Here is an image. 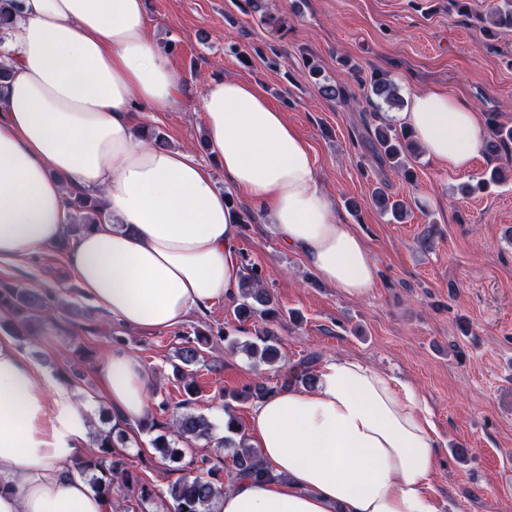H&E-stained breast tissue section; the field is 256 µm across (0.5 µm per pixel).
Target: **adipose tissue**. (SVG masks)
<instances>
[{"instance_id": "1", "label": "adipose tissue", "mask_w": 512, "mask_h": 512, "mask_svg": "<svg viewBox=\"0 0 512 512\" xmlns=\"http://www.w3.org/2000/svg\"><path fill=\"white\" fill-rule=\"evenodd\" d=\"M0 63V265L64 238L68 196L101 197L106 218L68 252L84 298L137 332L177 328L238 295L240 215L208 167L138 138L141 112H163L183 77L148 33L146 0H22ZM227 189L247 197L320 280L363 298L378 268L323 190L309 145L256 85L211 80L201 101ZM397 122L440 167L466 172L483 147L480 112L439 90L415 92ZM313 386L254 406L248 433L272 467L237 481L219 512H439L438 431L413 387L359 360L332 358ZM103 394L139 422L150 376L115 352ZM91 407L0 336V512H108L76 467Z\"/></svg>"}]
</instances>
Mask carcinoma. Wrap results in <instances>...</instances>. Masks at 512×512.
I'll use <instances>...</instances> for the list:
<instances>
[{
    "label": "carcinoma",
    "mask_w": 512,
    "mask_h": 512,
    "mask_svg": "<svg viewBox=\"0 0 512 512\" xmlns=\"http://www.w3.org/2000/svg\"><path fill=\"white\" fill-rule=\"evenodd\" d=\"M19 12V0H0V35L7 33L13 26ZM512 26V0H504L503 6L494 9L487 18L488 32L493 29ZM322 69L311 61L308 64V77L316 84H321V92L330 98L347 99L344 88L332 84L320 83ZM371 92L391 107L399 103L391 81L382 73L371 78ZM512 141V129L493 125L490 135L485 139V146L496 151L499 146ZM375 148L377 154L390 166L397 169L405 180L411 182L414 173L407 166V157L417 149L412 136L397 130L390 123H383L375 128ZM378 207L386 214L401 221L407 214L405 204L393 200L383 193L375 194ZM74 223L68 226V234L81 235L92 225L104 218L103 206L99 198L87 194H76L67 201ZM244 276L236 298L235 313L239 323H262L261 334L253 341L239 344L224 333V340L234 346H241L255 362L272 365L281 360L279 337L276 323L280 319L278 306L266 286L267 277L255 264L243 265ZM47 288H21L7 281L0 282V309L7 314L6 329L17 336L36 340L45 335L48 322L52 320L51 307L48 305ZM210 331L197 329L194 337H184L183 345L178 348L177 357L181 364L175 366L176 378L180 382L184 396L192 398L196 394L195 366L203 359L202 346L209 341ZM316 358L308 356L298 365L290 368L282 377V384H302L309 386L314 379L312 365ZM276 391V387L258 381L244 390L231 394H222L224 413L228 416L227 428L235 435L242 430L238 417L234 414L232 402L239 400L260 401ZM184 411L173 416L169 430L151 440L152 448L164 460H175L180 455L177 445L181 441L192 439L212 440V426L205 417L187 411L189 403H183ZM128 434L121 427H111L98 432L94 437L97 452L78 460V470L91 472V484L97 494L110 499L119 494L126 498H136L141 504H150L157 499L172 502L170 512H215L218 503L224 497L225 482L236 480H259L273 477L271 469L261 460L259 451L244 441L233 442L229 436L219 438L214 451L219 454L225 448L233 449L232 468L227 470L226 478L218 477L212 460L204 457L188 462L189 473L161 491L154 483L146 481L135 473L123 454L118 449L126 447Z\"/></svg>",
    "instance_id": "cac0c4a2"
}]
</instances>
